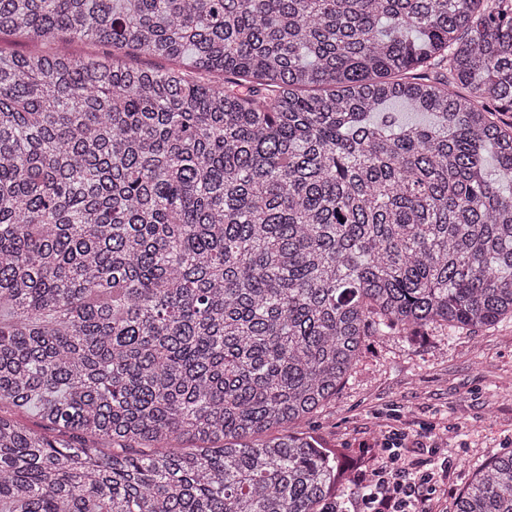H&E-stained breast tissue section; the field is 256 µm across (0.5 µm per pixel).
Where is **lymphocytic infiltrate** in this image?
Masks as SVG:
<instances>
[{
    "label": "lymphocytic infiltrate",
    "mask_w": 512,
    "mask_h": 512,
    "mask_svg": "<svg viewBox=\"0 0 512 512\" xmlns=\"http://www.w3.org/2000/svg\"><path fill=\"white\" fill-rule=\"evenodd\" d=\"M413 436L410 429L394 427L376 443L362 445L353 463V509L331 501L327 512H448L455 463L448 459L428 468L411 459L406 443Z\"/></svg>",
    "instance_id": "lymphocytic-infiltrate-1"
}]
</instances>
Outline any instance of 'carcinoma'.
<instances>
[{"mask_svg":"<svg viewBox=\"0 0 512 512\" xmlns=\"http://www.w3.org/2000/svg\"><path fill=\"white\" fill-rule=\"evenodd\" d=\"M2 35L40 46L0 49L4 512H322L350 465L296 428L366 337L512 318V0H0ZM453 512H512V451Z\"/></svg>","mask_w":512,"mask_h":512,"instance_id":"obj_1","label":"carcinoma"}]
</instances>
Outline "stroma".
I'll return each instance as SVG.
<instances>
[{"label":"stroma","mask_w":512,"mask_h":512,"mask_svg":"<svg viewBox=\"0 0 512 512\" xmlns=\"http://www.w3.org/2000/svg\"><path fill=\"white\" fill-rule=\"evenodd\" d=\"M434 428L439 457H453L456 497L485 461L512 450V319L455 334L368 337L336 396L309 424L352 457L386 426Z\"/></svg>","instance_id":"obj_1"}]
</instances>
